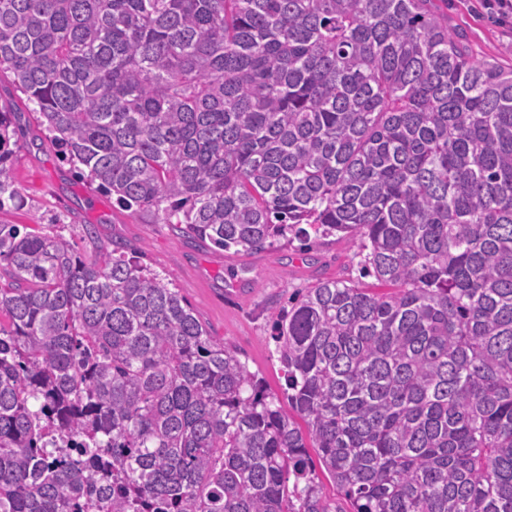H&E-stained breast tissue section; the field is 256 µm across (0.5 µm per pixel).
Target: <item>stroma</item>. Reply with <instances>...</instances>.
Here are the masks:
<instances>
[{
  "label": "stroma",
  "instance_id": "stroma-1",
  "mask_svg": "<svg viewBox=\"0 0 512 512\" xmlns=\"http://www.w3.org/2000/svg\"><path fill=\"white\" fill-rule=\"evenodd\" d=\"M448 27L467 36L475 57L512 60V25L502 26L484 0H448ZM1 104L21 115L10 140V166L26 205L9 213L8 221L53 225L55 233L82 251L97 245L134 249L173 283L211 338L236 352L276 396H283L285 379L273 324L289 300L321 279H352L365 287L372 283L345 240H281L257 251H224L127 210L62 160L44 138L25 95L6 76L0 77ZM89 227L94 237L86 236Z\"/></svg>",
  "mask_w": 512,
  "mask_h": 512
}]
</instances>
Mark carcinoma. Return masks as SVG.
Returning <instances> with one entry per match:
<instances>
[{
	"label": "carcinoma",
	"mask_w": 512,
	"mask_h": 512,
	"mask_svg": "<svg viewBox=\"0 0 512 512\" xmlns=\"http://www.w3.org/2000/svg\"><path fill=\"white\" fill-rule=\"evenodd\" d=\"M437 0H0L90 184L218 249L375 278L275 324L288 406L133 255L0 220V512H512V65ZM16 113L0 107V213Z\"/></svg>",
	"instance_id": "obj_1"
}]
</instances>
